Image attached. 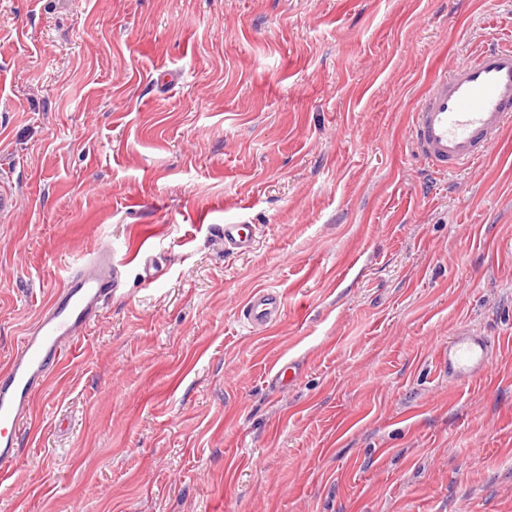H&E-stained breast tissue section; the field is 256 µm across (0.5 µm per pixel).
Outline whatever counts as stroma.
Instances as JSON below:
<instances>
[{"instance_id": "35a3bbf8", "label": "stroma", "mask_w": 512, "mask_h": 512, "mask_svg": "<svg viewBox=\"0 0 512 512\" xmlns=\"http://www.w3.org/2000/svg\"><path fill=\"white\" fill-rule=\"evenodd\" d=\"M493 39L512 0H0V370L98 245L123 265L0 512H512V129L446 177L408 139ZM462 326L499 348L452 387ZM224 249L235 254L249 253L255 242V225L224 224ZM283 308V296L278 291L262 288L247 298L241 313L252 329L263 331L279 321Z\"/></svg>"}]
</instances>
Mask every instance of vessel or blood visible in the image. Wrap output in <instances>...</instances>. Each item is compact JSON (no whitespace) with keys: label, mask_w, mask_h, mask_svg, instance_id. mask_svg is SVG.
Masks as SVG:
<instances>
[{"label":"vessel or blood","mask_w":512,"mask_h":512,"mask_svg":"<svg viewBox=\"0 0 512 512\" xmlns=\"http://www.w3.org/2000/svg\"><path fill=\"white\" fill-rule=\"evenodd\" d=\"M511 123L512 46L495 44L431 83L411 114L410 142L433 171L451 176L486 157ZM223 235L225 251L246 254L254 246L255 227L228 224ZM120 286L121 273L111 249L99 248L70 272L0 371V485L13 475L21 426L31 415L37 391ZM283 308L278 291L262 288L247 298L241 313L252 329L260 331L278 322ZM495 354V341L481 330L454 331L443 356L449 383L466 384L480 378Z\"/></svg>","instance_id":"b4317fda"}]
</instances>
